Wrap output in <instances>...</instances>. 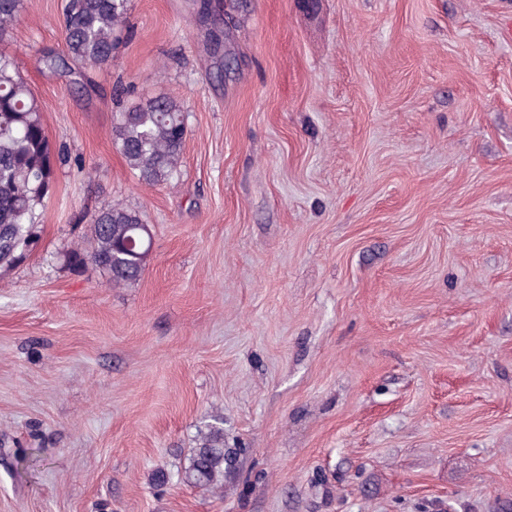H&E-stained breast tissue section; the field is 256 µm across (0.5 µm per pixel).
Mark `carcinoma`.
Segmentation results:
<instances>
[{
    "label": "carcinoma",
    "mask_w": 512,
    "mask_h": 512,
    "mask_svg": "<svg viewBox=\"0 0 512 512\" xmlns=\"http://www.w3.org/2000/svg\"><path fill=\"white\" fill-rule=\"evenodd\" d=\"M129 0H65L59 25L64 50L49 56L46 65L64 75L69 63L84 69L100 68L112 59V50L124 31ZM23 10V0H0V44ZM44 105L33 94L12 58L0 52V226L9 225L14 250L0 254L10 264L37 224L38 212L49 198L55 169L63 155L54 151L43 119ZM187 135L181 100L171 94L147 97L115 113L112 140L139 183L158 186L171 182L181 166ZM91 245L74 250L75 266L90 263L102 270L113 286L139 281L150 247L125 249L123 242L146 240L148 226L140 214L121 204L88 215ZM224 419L199 429L198 443L184 468L186 482L207 491L224 484Z\"/></svg>",
    "instance_id": "cac0c4a2"
}]
</instances>
